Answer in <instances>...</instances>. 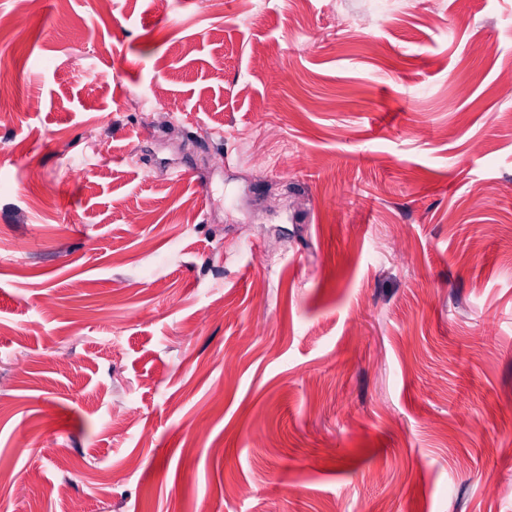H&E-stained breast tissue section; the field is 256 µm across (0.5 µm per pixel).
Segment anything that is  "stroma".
Masks as SVG:
<instances>
[{"instance_id":"1","label":"stroma","mask_w":512,"mask_h":512,"mask_svg":"<svg viewBox=\"0 0 512 512\" xmlns=\"http://www.w3.org/2000/svg\"><path fill=\"white\" fill-rule=\"evenodd\" d=\"M329 2L0 0V512H512V0Z\"/></svg>"}]
</instances>
